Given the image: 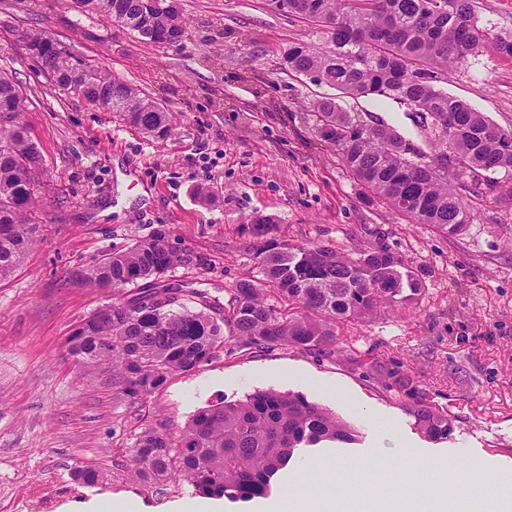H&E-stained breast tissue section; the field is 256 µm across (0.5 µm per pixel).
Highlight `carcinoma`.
<instances>
[{
    "mask_svg": "<svg viewBox=\"0 0 512 512\" xmlns=\"http://www.w3.org/2000/svg\"><path fill=\"white\" fill-rule=\"evenodd\" d=\"M99 14L116 19L153 43L186 33L177 11L151 0H99ZM275 10L302 18L331 35L333 48L297 42L283 69L317 76L348 97H392L414 109L417 124L434 132L430 151L378 120L362 122L334 97L311 103L319 139L336 149L363 194L429 224L450 237L463 234L471 205L459 191L492 196L512 207V186L495 177L512 172V131L492 123L467 102L437 86L448 70L486 48L512 56V38L479 25L472 0H270ZM43 56L48 78L67 89L89 75L83 98L112 103V112L147 137L172 134L173 114L155 108L138 88L78 56L52 38L29 31ZM136 103L126 111L122 102ZM27 97L14 78L0 72V279L10 276L39 240L33 212L44 185L43 155L24 121ZM258 277L241 278L228 304L208 294L167 285L138 288L204 258L170 243L165 226L107 253L76 272L86 284L112 292V301L80 324L70 352L90 377L112 370V386L139 401L176 372H190L224 355L253 349L298 347L323 354L336 345V327L372 319L416 299L425 285L384 244L352 256L318 243L292 244L259 219L250 228ZM415 426L427 438H446L448 415L420 395L408 404ZM357 429L302 394L258 390L243 400L220 401L199 410L178 436L145 429L131 449L134 473L161 484L181 478L204 495L249 500L264 495L295 452L322 442L347 443Z\"/></svg>",
    "mask_w": 512,
    "mask_h": 512,
    "instance_id": "carcinoma-1",
    "label": "carcinoma"
}]
</instances>
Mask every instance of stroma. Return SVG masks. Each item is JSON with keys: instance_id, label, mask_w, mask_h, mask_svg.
Listing matches in <instances>:
<instances>
[{"instance_id": "1", "label": "stroma", "mask_w": 512, "mask_h": 512, "mask_svg": "<svg viewBox=\"0 0 512 512\" xmlns=\"http://www.w3.org/2000/svg\"><path fill=\"white\" fill-rule=\"evenodd\" d=\"M174 4L188 30L180 42L158 45L75 0H0V71L28 98L24 119L47 169L40 240L0 281V512H73L108 497L133 512H176L202 501L186 481L133 478L127 462L137 436L161 424L180 432L199 408L266 389L302 394L359 435L353 444L300 452L268 496L278 512H295L304 487L319 500H349L357 512H374L386 499L396 512H418L448 473L432 469L398 487L378 480L379 469L402 472L403 442L421 459L479 470L484 484H495L512 472V209L475 202L467 232L450 238L365 201L308 118V103L332 88L279 68L292 43L324 47L329 35L264 0ZM31 29L174 112V135L148 138L50 82L14 43ZM441 87L512 130V57L484 50ZM345 105L362 121L375 116L429 142L406 104L368 95ZM200 186L212 204L196 200ZM258 216L292 243L344 252L385 243L426 288L405 310L341 323L330 356L291 347L238 352L172 374L136 402L117 394L111 373L83 377L69 338L109 293L75 271L163 224L175 246L207 260L177 269L173 284L224 304L228 288L256 272L248 226ZM400 379L448 414V438L415 428L405 410L410 398L395 388ZM82 470L95 472L96 482L78 479Z\"/></svg>"}]
</instances>
